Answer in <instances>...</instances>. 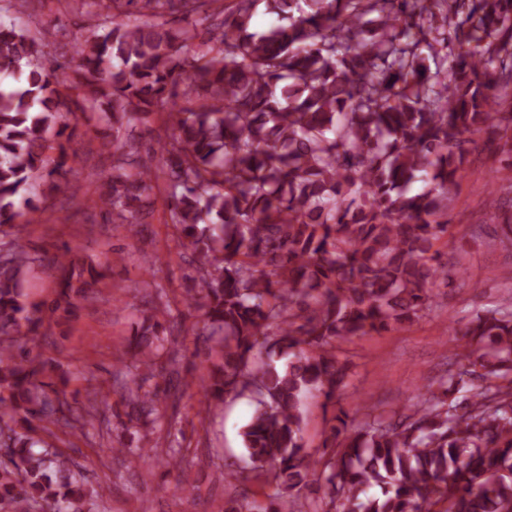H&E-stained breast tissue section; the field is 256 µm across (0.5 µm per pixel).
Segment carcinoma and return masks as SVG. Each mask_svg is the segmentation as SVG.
<instances>
[{
	"label": "carcinoma",
	"instance_id": "1",
	"mask_svg": "<svg viewBox=\"0 0 512 512\" xmlns=\"http://www.w3.org/2000/svg\"><path fill=\"white\" fill-rule=\"evenodd\" d=\"M258 4L91 0L74 64L0 22V512H88L72 460L32 436L80 420L20 342L84 288L69 275L51 304L29 301L25 269L44 258L11 232L39 210L35 179L57 189L67 115L87 111L112 129V223H129L163 177L219 356L200 380L204 411L231 394L254 404L244 466L225 465L224 479L269 473L276 490L266 502L244 492L224 512L295 509L313 485L322 496L307 512H512V305L454 330L472 369L448 363L411 414L340 409L318 458L302 435L303 401L327 406L346 386L336 348L413 323L448 284L437 244L450 243L466 145L483 139L512 169V0H266L256 31ZM152 115L166 132L153 168L122 135ZM489 195L507 250L512 178ZM165 342L156 321L129 345L131 422L157 411L143 385ZM477 368L508 384L476 383Z\"/></svg>",
	"mask_w": 512,
	"mask_h": 512
}]
</instances>
